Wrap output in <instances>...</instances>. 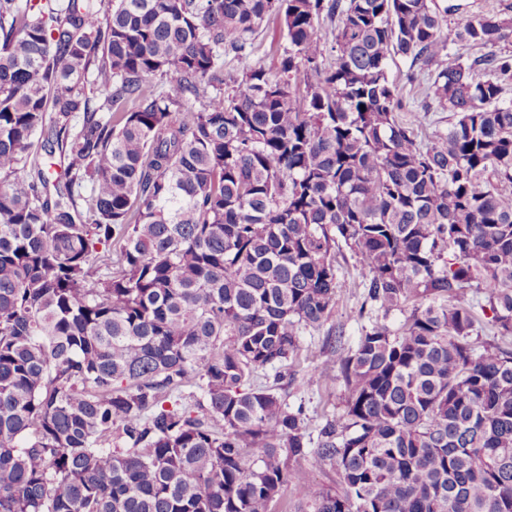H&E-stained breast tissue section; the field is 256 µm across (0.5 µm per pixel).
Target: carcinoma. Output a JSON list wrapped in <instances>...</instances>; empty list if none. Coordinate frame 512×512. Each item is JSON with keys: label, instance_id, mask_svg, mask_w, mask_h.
Masks as SVG:
<instances>
[{"label": "carcinoma", "instance_id": "obj_1", "mask_svg": "<svg viewBox=\"0 0 512 512\" xmlns=\"http://www.w3.org/2000/svg\"><path fill=\"white\" fill-rule=\"evenodd\" d=\"M509 37L434 0H0V512H272L287 483L289 512H512V348L465 298L512 338V56L444 64ZM395 56L453 114L426 144ZM344 246L374 318L313 439L254 376L329 319ZM286 45L287 37L283 24L279 17L271 15L263 22L256 35L251 59L267 70L275 71L279 52ZM409 66V60L396 56L393 60L389 61L388 75L390 80L395 82L399 87L404 88L403 99L406 104V108L402 112H417L418 115L423 118L424 112L421 110L422 98L419 96L417 98L416 96L412 98V93H410V95L408 94L410 86L406 81V74L409 71ZM467 297L470 299L474 298V303L479 302L481 305H484V312H482L478 306L476 308L477 313L481 318L480 326L482 328L479 330V335L483 340H493V333L495 330L492 329L490 324H488L491 320L492 312L489 308V304L484 298V294L480 290L472 287L468 290Z\"/></svg>", "mask_w": 512, "mask_h": 512}]
</instances>
